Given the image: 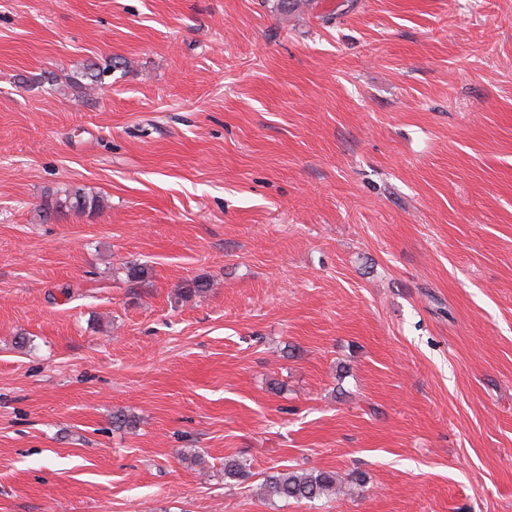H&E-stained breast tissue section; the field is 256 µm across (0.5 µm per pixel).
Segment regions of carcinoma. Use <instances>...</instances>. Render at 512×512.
<instances>
[{"label":"carcinoma","mask_w":512,"mask_h":512,"mask_svg":"<svg viewBox=\"0 0 512 512\" xmlns=\"http://www.w3.org/2000/svg\"><path fill=\"white\" fill-rule=\"evenodd\" d=\"M126 66L122 57H113L99 67L92 64L86 68L85 86L100 89L104 85L106 74ZM101 207L99 197L89 195L80 189L69 190L42 209V220L47 222L64 212L83 213L87 210H98ZM127 282L138 284L142 282L147 269L144 265L129 261L124 265ZM252 477L251 464L235 457L224 459V481L230 487L239 486ZM363 478L352 472L341 475L334 470H280L265 475L260 484V495L266 500H282L295 502H315L340 495L351 494Z\"/></svg>","instance_id":"carcinoma-1"}]
</instances>
